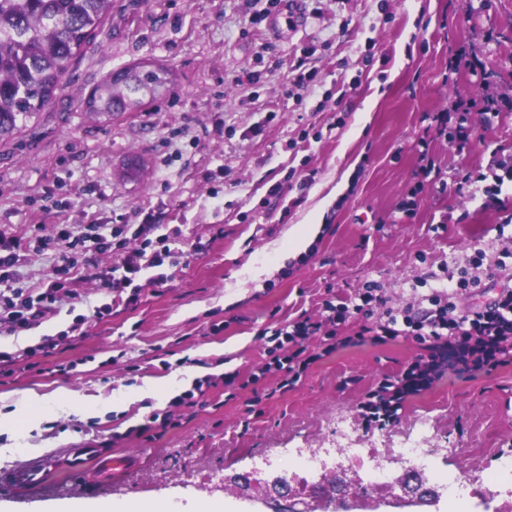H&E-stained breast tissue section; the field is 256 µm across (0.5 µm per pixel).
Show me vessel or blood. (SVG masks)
Returning <instances> with one entry per match:
<instances>
[{"mask_svg": "<svg viewBox=\"0 0 512 512\" xmlns=\"http://www.w3.org/2000/svg\"><path fill=\"white\" fill-rule=\"evenodd\" d=\"M66 460L74 476H82L87 464H94V476L112 480L126 473L133 464L132 458L122 451H102L96 448H68L62 455L47 454L0 474V483L30 492L44 487L49 473L58 460Z\"/></svg>", "mask_w": 512, "mask_h": 512, "instance_id": "obj_1", "label": "vessel or blood"}]
</instances>
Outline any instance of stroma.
<instances>
[{
	"label": "stroma",
	"instance_id": "stroma-1",
	"mask_svg": "<svg viewBox=\"0 0 512 512\" xmlns=\"http://www.w3.org/2000/svg\"><path fill=\"white\" fill-rule=\"evenodd\" d=\"M260 9L266 15L253 24ZM462 46L483 62L501 105L488 127L469 115L464 146L455 102L481 99L484 88L469 71L448 73ZM141 63L167 70L165 89L135 112H89L98 86ZM309 71L313 83L298 86L295 76ZM364 111L369 120L353 135ZM440 111L441 133L429 127ZM424 152L446 180L485 170L494 156L512 163V0H478L472 12L466 0H112L53 102L0 142V229L37 224L48 235L58 224H120L128 238L138 225L167 224L196 249L166 287L143 289L134 303L113 299L97 278L111 254L79 252L88 301L0 344L13 352L78 321L85 330L34 356L33 367L0 375V473L65 448L137 458L111 485L57 473L65 499L38 490L27 502L0 485V512L180 497L263 512L283 491L281 459L335 447L349 426L382 454L423 418L440 471L502 474L495 495H445L440 512H500L512 502V364L445 379L382 428L365 425L357 406L419 354L413 340L333 348L316 336L295 384L261 375L272 346L264 329L318 319L326 302L373 288L377 318L424 304L445 269L465 266L482 285L459 294L460 306L490 302L505 286L469 262L480 247L512 272V223L502 222L512 194L496 203L471 185L439 193L419 171ZM132 158L136 179L124 175ZM346 171L349 184L326 206L307 252L283 258L289 229ZM107 301L110 314L94 316ZM205 378L213 385L195 407L175 405ZM148 380L155 394L114 403ZM28 391L55 402L76 391L89 405L27 420L16 401ZM154 413L170 423L148 441L137 430Z\"/></svg>",
	"mask_w": 512,
	"mask_h": 512
}]
</instances>
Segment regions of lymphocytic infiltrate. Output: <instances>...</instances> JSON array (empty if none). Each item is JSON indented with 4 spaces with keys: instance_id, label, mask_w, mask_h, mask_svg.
Wrapping results in <instances>:
<instances>
[{
    "instance_id": "obj_1",
    "label": "lymphocytic infiltrate",
    "mask_w": 512,
    "mask_h": 512,
    "mask_svg": "<svg viewBox=\"0 0 512 512\" xmlns=\"http://www.w3.org/2000/svg\"><path fill=\"white\" fill-rule=\"evenodd\" d=\"M108 225L88 224L83 237L97 250L111 252L115 257L114 275L105 282L115 293H127L129 302H136L142 287L134 284L139 274H146L145 286L160 288L170 276L163 265L180 244L179 232L159 233L157 225H140L138 247L113 244L108 238ZM24 238L0 233V339L29 330L34 324L56 317L64 306L80 300L77 289L83 281V267L72 256L77 242L66 225H58L54 234L40 237L43 251L58 253L60 263L48 283L34 288L16 287V267L20 261ZM473 281L459 277L455 289L435 290L430 306L416 312L412 308L388 310L383 320L363 325L352 336V343L365 341L383 344L399 336L412 338L420 352L407 368L386 379L372 391L361 411L366 421H393L408 400L441 380L445 375L473 379L512 364V289L504 288L490 302L469 309H459L454 301L456 291L467 290ZM347 304H325L317 322H294L292 326L274 329L273 340L291 344L293 350L285 359H274V371L286 373L289 381L299 377L298 365L306 351L304 343L319 335L324 325L344 320Z\"/></svg>"
}]
</instances>
